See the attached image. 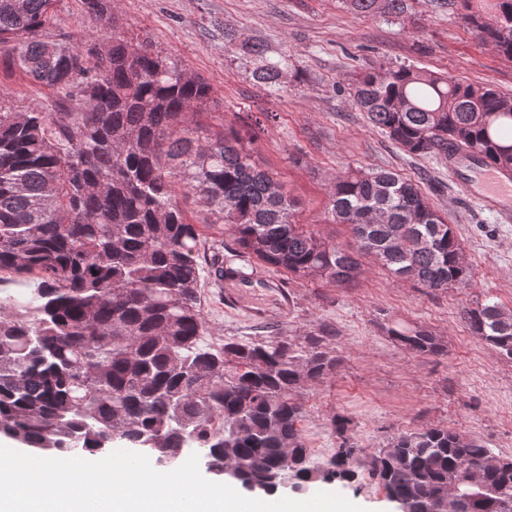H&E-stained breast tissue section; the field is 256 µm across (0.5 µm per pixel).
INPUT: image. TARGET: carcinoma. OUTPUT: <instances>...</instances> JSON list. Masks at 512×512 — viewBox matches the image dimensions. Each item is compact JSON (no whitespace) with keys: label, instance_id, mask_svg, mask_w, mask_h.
Returning <instances> with one entry per match:
<instances>
[{"label":"carcinoma","instance_id":"cac0c4a2","mask_svg":"<svg viewBox=\"0 0 512 512\" xmlns=\"http://www.w3.org/2000/svg\"><path fill=\"white\" fill-rule=\"evenodd\" d=\"M111 44L47 31L55 0H0V65L70 102L72 112H15L0 88V273L39 284L0 299V438L36 454L147 455L158 466L204 450L206 470L248 493L349 485L366 468L396 512H512V456L459 431L400 433L361 456L351 419L314 459L299 396L336 374L340 350L319 328L304 336L224 339L209 346L200 293L206 231L306 282L349 288L369 257L432 292L470 285L450 224L420 187L389 169L328 178L339 244L295 220L296 203L259 169L254 136L224 129L212 86L147 35L117 30L112 0H80ZM357 14L397 15L406 0H345ZM477 37L512 58V0H460ZM283 64L252 79L281 89ZM349 96L370 122L418 156L448 152L512 170V96L422 68L365 71ZM213 220L193 224L178 195ZM473 335L512 360V310L488 297L465 311ZM404 349L440 356L447 342L418 323L381 324Z\"/></svg>","mask_w":512,"mask_h":512}]
</instances>
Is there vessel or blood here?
Instances as JSON below:
<instances>
[{"mask_svg":"<svg viewBox=\"0 0 512 512\" xmlns=\"http://www.w3.org/2000/svg\"><path fill=\"white\" fill-rule=\"evenodd\" d=\"M448 175L480 209L499 220H512V172L476 161L458 151L448 153Z\"/></svg>","mask_w":512,"mask_h":512,"instance_id":"b4317fda","label":"vessel or blood"}]
</instances>
